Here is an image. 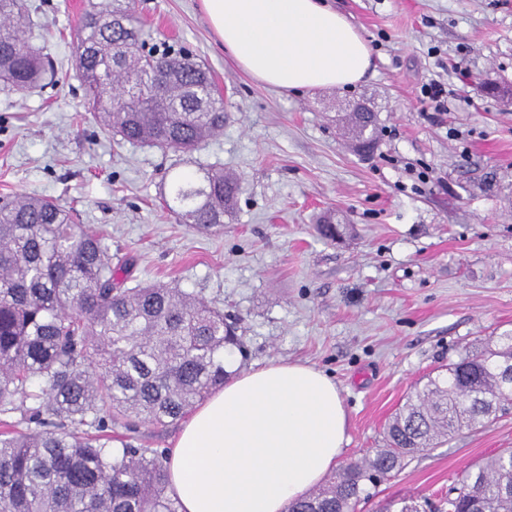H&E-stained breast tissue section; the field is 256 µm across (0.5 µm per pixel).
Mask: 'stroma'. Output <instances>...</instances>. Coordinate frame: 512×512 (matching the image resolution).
<instances>
[{
    "label": "stroma",
    "mask_w": 512,
    "mask_h": 512,
    "mask_svg": "<svg viewBox=\"0 0 512 512\" xmlns=\"http://www.w3.org/2000/svg\"><path fill=\"white\" fill-rule=\"evenodd\" d=\"M51 84L0 86V198L36 193L74 208L143 283H168L236 319L238 370L300 361L328 375L348 413L339 463L383 445L414 388L465 349L512 330V0H330L366 39L351 88L259 84L225 52L200 0H137L148 42L186 47L213 73L224 131L191 154L118 141L85 109L72 43L88 0H26ZM448 89L432 117L430 79ZM367 102L381 124L359 155L338 124ZM222 168L242 191L223 228L163 208L175 174ZM334 214L341 240L315 224ZM512 448V412L416 456L363 508L438 501L468 467Z\"/></svg>",
    "instance_id": "stroma-1"
}]
</instances>
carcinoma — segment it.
<instances>
[{"mask_svg":"<svg viewBox=\"0 0 512 512\" xmlns=\"http://www.w3.org/2000/svg\"><path fill=\"white\" fill-rule=\"evenodd\" d=\"M23 0H0V83L16 91L48 74L26 37ZM88 88L85 108L132 145L187 154L224 131V102L211 71L184 51L146 47L135 0H88L73 42ZM345 127L377 142V113ZM240 192L222 169L183 172L163 205L179 222L224 226ZM131 263H112L104 235L75 210L20 193L0 203V414L24 430L0 432V512H178L165 455L112 439L120 419L167 426L183 419L234 372L241 350L223 312L177 287L126 286ZM512 409V332L465 350L411 392L388 421L386 447L346 464L288 512H359L405 461ZM512 512V450L466 472L448 512Z\"/></svg>","mask_w":512,"mask_h":512,"instance_id":"1","label":"carcinoma"}]
</instances>
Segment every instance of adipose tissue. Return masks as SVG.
<instances>
[{
    "mask_svg": "<svg viewBox=\"0 0 512 512\" xmlns=\"http://www.w3.org/2000/svg\"><path fill=\"white\" fill-rule=\"evenodd\" d=\"M225 51L260 83L282 90L361 80L371 51L327 0H200ZM336 383L299 363L233 375L197 406L170 449L169 493L179 512H284L322 483L346 441Z\"/></svg>",
    "mask_w": 512,
    "mask_h": 512,
    "instance_id": "obj_1",
    "label": "adipose tissue"
}]
</instances>
